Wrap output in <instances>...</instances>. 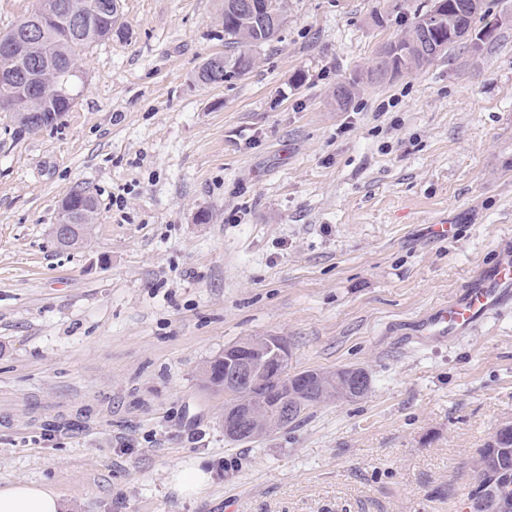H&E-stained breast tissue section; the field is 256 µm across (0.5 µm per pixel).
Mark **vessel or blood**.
<instances>
[{
	"mask_svg": "<svg viewBox=\"0 0 512 512\" xmlns=\"http://www.w3.org/2000/svg\"><path fill=\"white\" fill-rule=\"evenodd\" d=\"M512 307V242L503 241L491 264L449 298L447 304L415 321L409 336L417 344L452 343L469 335L490 315Z\"/></svg>",
	"mask_w": 512,
	"mask_h": 512,
	"instance_id": "b4317fda",
	"label": "vessel or blood"
}]
</instances>
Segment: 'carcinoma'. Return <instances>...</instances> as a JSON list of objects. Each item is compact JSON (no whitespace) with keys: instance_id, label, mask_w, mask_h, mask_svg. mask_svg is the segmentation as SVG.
<instances>
[{"instance_id":"carcinoma-1","label":"carcinoma","mask_w":512,"mask_h":512,"mask_svg":"<svg viewBox=\"0 0 512 512\" xmlns=\"http://www.w3.org/2000/svg\"><path fill=\"white\" fill-rule=\"evenodd\" d=\"M58 0H39V5L28 16L12 25L4 37H22L27 34V19L40 23L36 38V50L28 58L15 59L0 52V108L19 113H35L36 120L28 130H39L52 125L49 114L59 115L71 109L75 97L73 79L77 77L85 51L91 44L109 40L124 34V25L119 22V0H70L75 16L84 20L82 27L71 29L65 26L54 10ZM238 0H224L221 20L224 26V47L227 52L222 59L224 69L214 72L211 60L199 67L196 81L204 86L222 84L249 74L255 67L256 48L272 42L278 32L271 31L261 20H245L237 14L234 4ZM484 21L478 30L482 41L495 37L498 23L486 20V12L465 17L469 26ZM39 67L43 74L42 90L36 98L25 88L21 73ZM224 354L220 353L207 362L203 377L213 386L224 385ZM371 386L369 372L358 366H347L335 372L304 370L288 372V366L278 367L267 374L264 383L258 386L243 384L239 393L259 400L265 405L262 419H272L276 403L291 393L298 395L299 403L290 425L298 424L311 409L324 403L359 399L367 395ZM477 482L494 481L502 493L501 512H512V430L498 428L479 449L476 461Z\"/></svg>"}]
</instances>
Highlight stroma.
I'll return each mask as SVG.
<instances>
[{
	"mask_svg": "<svg viewBox=\"0 0 512 512\" xmlns=\"http://www.w3.org/2000/svg\"><path fill=\"white\" fill-rule=\"evenodd\" d=\"M393 2L288 0L252 72L203 86L222 0H120L126 35L90 49L68 112H0V487L66 512H464L512 420V309L451 345L402 335L512 235V0H484L493 43L377 79L427 4ZM77 184L98 216L64 250ZM254 336L371 388L230 441L201 371ZM196 466L209 484L181 495ZM68 191L62 196L59 206H58V214L59 217L57 219L56 224H54L53 227V235L56 239V242L58 243V240L67 237L69 235L67 229L72 228V225H81L83 227L82 236L81 239L77 240L79 245H83L86 241V230L93 227V225L96 223L97 214H98V207H95L94 213L92 214V219L86 220L82 224H73L71 221L68 220V211L70 208V205L67 202L68 199ZM61 496L54 489L27 481L0 487V512H62Z\"/></svg>",
	"mask_w": 512,
	"mask_h": 512,
	"instance_id": "35a3bbf8",
	"label": "stroma"
}]
</instances>
